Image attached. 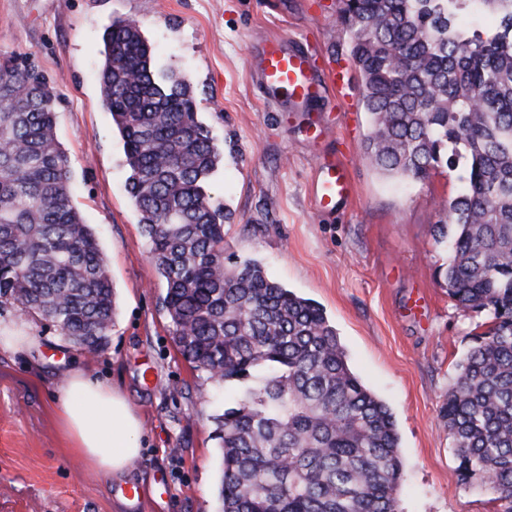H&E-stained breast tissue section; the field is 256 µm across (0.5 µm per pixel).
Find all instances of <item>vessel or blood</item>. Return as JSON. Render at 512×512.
Returning <instances> with one entry per match:
<instances>
[{"mask_svg":"<svg viewBox=\"0 0 512 512\" xmlns=\"http://www.w3.org/2000/svg\"><path fill=\"white\" fill-rule=\"evenodd\" d=\"M251 77L262 98L281 112H310L325 98L328 87L342 84V68L320 69L308 46L283 36L257 39L251 51ZM354 195L344 163L321 160L316 168L314 196L319 210L336 211Z\"/></svg>","mask_w":512,"mask_h":512,"instance_id":"obj_1","label":"vessel or blood"}]
</instances>
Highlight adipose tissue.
<instances>
[{
  "label": "adipose tissue",
  "instance_id": "obj_1",
  "mask_svg": "<svg viewBox=\"0 0 512 512\" xmlns=\"http://www.w3.org/2000/svg\"><path fill=\"white\" fill-rule=\"evenodd\" d=\"M52 399L64 436L88 468L120 475L139 457L140 422L110 382L74 370L61 380Z\"/></svg>",
  "mask_w": 512,
  "mask_h": 512
}]
</instances>
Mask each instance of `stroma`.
I'll use <instances>...</instances> for the list:
<instances>
[{"label":"stroma","instance_id":"35a3bbf8","mask_svg":"<svg viewBox=\"0 0 512 512\" xmlns=\"http://www.w3.org/2000/svg\"><path fill=\"white\" fill-rule=\"evenodd\" d=\"M339 0H0V54H34L58 95V140L71 165L73 199L94 229L115 292L112 331L90 354L48 322L0 309V325L24 326L27 352L0 348V512H219L221 450L212 418L224 388L193 369L172 338L166 285L127 194L122 142L103 103L102 36L112 20L136 22L158 66L191 81L200 119L223 156L208 191L232 219L224 257L252 259L271 278L319 304L348 364L391 410L404 480L398 512H502L462 481L441 408L458 363L487 315L459 308L442 272L448 247L433 229L457 194L464 167L422 181L369 166V118L338 23ZM270 33L340 61L348 92L316 111H275L253 85L249 58ZM327 126L318 144L306 125ZM341 159L355 186L336 212L320 213L313 183L320 157ZM107 380L141 418L142 453L106 477L86 468L62 434L51 396L65 373ZM136 485L140 501L125 491Z\"/></svg>","mask_w":512,"mask_h":512}]
</instances>
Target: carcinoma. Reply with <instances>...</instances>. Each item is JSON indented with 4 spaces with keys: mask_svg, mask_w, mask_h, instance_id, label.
<instances>
[{
    "mask_svg": "<svg viewBox=\"0 0 512 512\" xmlns=\"http://www.w3.org/2000/svg\"><path fill=\"white\" fill-rule=\"evenodd\" d=\"M464 12L498 23L471 30ZM339 23L362 81L369 164L417 181L465 162L437 233L449 239V295L488 321L457 364L442 418L462 479L512 512V0H342ZM103 42V98L174 343L232 388L213 417L221 512H397L392 413L350 369L335 327L259 262L224 266L229 215L206 191L220 154L191 83L156 68L134 22L112 21ZM56 100L32 56H0V307L96 353L114 291L71 196Z\"/></svg>",
    "mask_w": 512,
    "mask_h": 512,
    "instance_id": "1",
    "label": "carcinoma"
}]
</instances>
